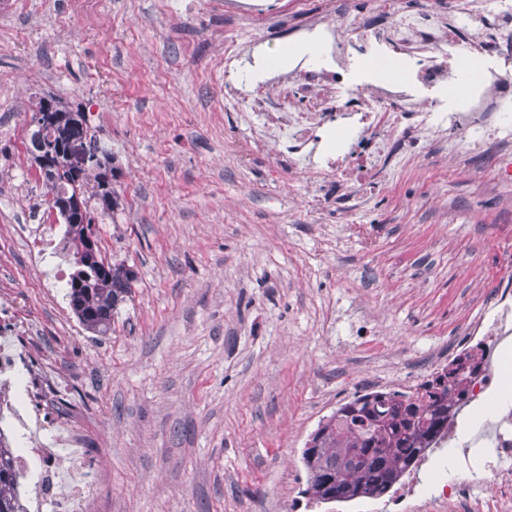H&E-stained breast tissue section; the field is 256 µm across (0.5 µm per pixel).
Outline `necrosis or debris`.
Wrapping results in <instances>:
<instances>
[{
	"instance_id": "1",
	"label": "necrosis or debris",
	"mask_w": 512,
	"mask_h": 512,
	"mask_svg": "<svg viewBox=\"0 0 512 512\" xmlns=\"http://www.w3.org/2000/svg\"><path fill=\"white\" fill-rule=\"evenodd\" d=\"M293 11L267 27L263 0H225L224 109L246 131L249 154H264L289 173L309 179L318 201L335 197L343 211L367 194L393 190L392 172L406 159L451 148L459 160L495 142L501 175L512 183V77L501 60L512 56V0H468L461 10L446 0L432 10H410L402 0H292ZM493 11V32L480 28ZM288 48L284 69L253 71L256 59ZM482 58V83L469 88L464 105L440 95L458 85L460 52ZM375 55L401 63L394 81L355 83L357 58ZM491 305L492 321L476 320L470 336L512 340V282H502ZM37 333L0 321V414L27 436L14 456L17 468L37 464L31 497H19L20 512H100L104 471H91L80 415L60 423L47 409L59 390L49 382ZM24 389L16 391L15 373ZM481 458L500 483L512 482V406L491 411L472 443L457 450V469L442 489L449 503L479 499L485 481L471 466Z\"/></svg>"
}]
</instances>
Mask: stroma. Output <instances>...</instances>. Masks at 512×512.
I'll return each mask as SVG.
<instances>
[{
	"label": "stroma",
	"mask_w": 512,
	"mask_h": 512,
	"mask_svg": "<svg viewBox=\"0 0 512 512\" xmlns=\"http://www.w3.org/2000/svg\"><path fill=\"white\" fill-rule=\"evenodd\" d=\"M224 0H0V172L29 170L21 107L82 103L118 169L103 252L137 281L95 338L44 293L26 227L41 182L0 195V279L37 328L63 397L85 416L108 481L102 512H452L442 442L389 501L305 497L302 452L355 393L441 369L512 279V185L490 153L411 158L392 194L349 213L311 202L270 158L243 160L224 111Z\"/></svg>",
	"instance_id": "stroma-1"
}]
</instances>
